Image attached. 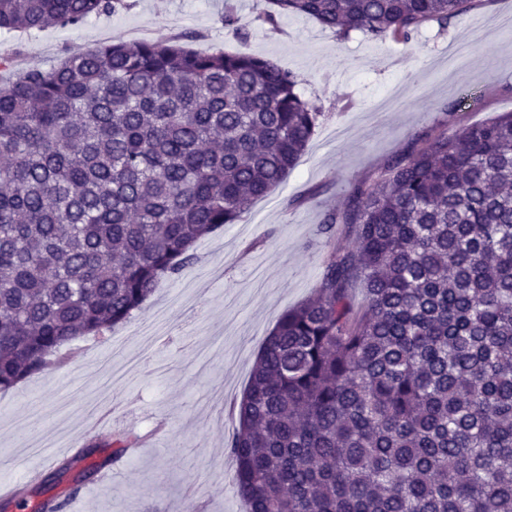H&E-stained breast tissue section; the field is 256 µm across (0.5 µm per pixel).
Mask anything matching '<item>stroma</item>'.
<instances>
[{
	"mask_svg": "<svg viewBox=\"0 0 512 512\" xmlns=\"http://www.w3.org/2000/svg\"><path fill=\"white\" fill-rule=\"evenodd\" d=\"M109 15L77 27L28 34L0 31V54L19 69H48L63 57L100 46L103 37L145 35L198 52L264 57L294 73L298 89L324 119L298 165L265 198L223 231L195 245L197 259L171 278L110 338L67 346V362L25 380L37 411L16 392H0V477L25 484L37 454L20 439L38 419L54 434V452L70 440L98 444L126 432L147 442L112 463L125 477L106 486L85 480L56 493L67 512H244L226 446L237 404L261 344L289 308L307 300L335 250L351 249L355 225L320 232L325 214L343 209L355 184L376 181L415 137L459 128L512 111V37L478 28L489 14L512 15V0H482L447 28L430 22L409 42L338 39L299 14L263 20L265 0H125ZM232 9L237 27L224 24ZM166 307L169 326L157 336L152 364L121 378L100 359L113 340L139 352L137 331Z\"/></svg>",
	"mask_w": 512,
	"mask_h": 512,
	"instance_id": "1",
	"label": "stroma"
}]
</instances>
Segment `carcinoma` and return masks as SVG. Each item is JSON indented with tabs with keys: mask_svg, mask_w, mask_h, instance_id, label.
Instances as JSON below:
<instances>
[{
	"mask_svg": "<svg viewBox=\"0 0 512 512\" xmlns=\"http://www.w3.org/2000/svg\"><path fill=\"white\" fill-rule=\"evenodd\" d=\"M479 2L267 0L264 19L408 42ZM121 5L0 0V31ZM298 85L268 59L121 39L0 84V391L126 322L288 176L323 117ZM337 224L354 248L266 336L238 405L248 512H512V112L414 139L325 215L327 239ZM46 490L17 498L63 512Z\"/></svg>",
	"mask_w": 512,
	"mask_h": 512,
	"instance_id": "obj_1",
	"label": "carcinoma"
}]
</instances>
